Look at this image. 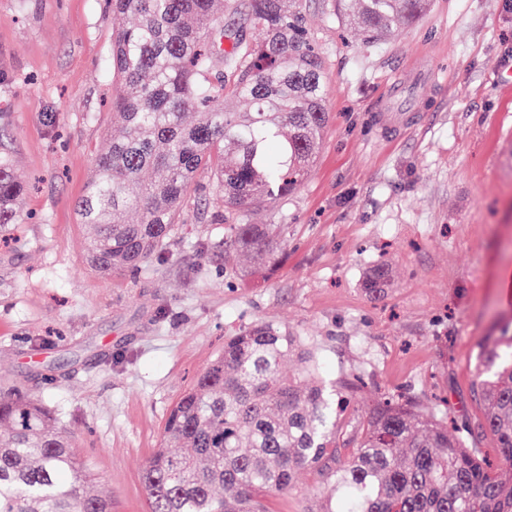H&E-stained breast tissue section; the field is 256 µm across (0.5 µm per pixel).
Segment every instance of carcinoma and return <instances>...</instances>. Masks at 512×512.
Returning a JSON list of instances; mask_svg holds the SVG:
<instances>
[{
  "label": "carcinoma",
  "instance_id": "carcinoma-1",
  "mask_svg": "<svg viewBox=\"0 0 512 512\" xmlns=\"http://www.w3.org/2000/svg\"><path fill=\"white\" fill-rule=\"evenodd\" d=\"M430 2L338 0V13L373 43L420 20ZM218 3L235 26L220 22ZM112 15V132L75 202L93 228L91 266L103 278L146 266L178 233L204 174L224 197V249L246 258L243 276L276 271L286 227L252 214L297 189L329 121L305 0H112ZM241 99L247 111L229 107ZM23 193L0 156V235L20 223ZM390 282L381 264L363 288L380 297ZM290 359L297 370L286 375ZM474 370L479 428L497 441L498 467L469 422L450 427L439 406L392 393L344 438L343 389L320 377L300 337L257 323L225 340L170 410L141 474L150 512H269L262 498L303 470L326 482L321 512H512V475H503L512 469L511 326L481 337ZM91 477L55 411L0 396V512H112L111 500L84 493Z\"/></svg>",
  "mask_w": 512,
  "mask_h": 512
}]
</instances>
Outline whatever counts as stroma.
I'll use <instances>...</instances> for the list:
<instances>
[{
  "instance_id": "1",
  "label": "stroma",
  "mask_w": 512,
  "mask_h": 512,
  "mask_svg": "<svg viewBox=\"0 0 512 512\" xmlns=\"http://www.w3.org/2000/svg\"><path fill=\"white\" fill-rule=\"evenodd\" d=\"M329 10L307 4L330 114L319 154L255 217L287 225L285 263L240 279L203 192L161 255L106 280L74 204L109 146V0H0V155L26 187L0 245V393L58 411L85 492L112 512H149L140 476L171 407L258 322L301 337L326 381L363 375L342 425L388 391L482 416L477 343L512 323V0H433L373 45ZM382 263L375 298L362 282ZM323 490L309 470L268 506L314 512ZM391 282L389 269L381 264L373 267L363 280V288L372 297L384 296Z\"/></svg>"
}]
</instances>
